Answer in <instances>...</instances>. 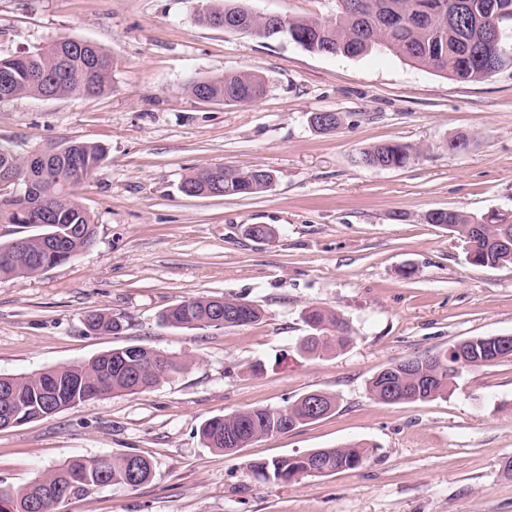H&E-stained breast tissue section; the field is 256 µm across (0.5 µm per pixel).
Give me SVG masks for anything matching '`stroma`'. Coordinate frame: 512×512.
<instances>
[{"label":"stroma","mask_w":512,"mask_h":512,"mask_svg":"<svg viewBox=\"0 0 512 512\" xmlns=\"http://www.w3.org/2000/svg\"><path fill=\"white\" fill-rule=\"evenodd\" d=\"M259 13L326 18L336 0H247ZM197 0H0V57L58 37L97 43L117 61L95 97L0 102V141L21 156L71 139L106 162L81 203L96 239L28 279L0 280V374L30 375L145 345L186 359L139 394L113 393L0 429V485L22 488L69 458L140 454L154 475L137 489L97 488L59 512H512V360L465 370L444 398L384 405L369 379L391 362L474 336L512 335V264L472 263L465 242L429 224L431 210L512 215V71L461 83L376 48L316 55L197 22ZM248 69L266 93L240 105L196 99L191 83ZM337 112L340 129L309 118ZM466 135L452 153L449 138ZM398 141L420 156L366 169L359 151ZM271 171L265 192L189 198L202 166ZM252 224L275 229L257 240ZM243 297L261 321L177 329L160 314L188 297ZM340 313L343 350L305 358L303 311ZM99 309L121 334L92 332ZM335 395L313 423L227 454L205 447L204 421ZM363 443L362 467L286 485L251 462Z\"/></svg>","instance_id":"obj_1"}]
</instances>
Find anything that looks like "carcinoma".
<instances>
[{"label":"carcinoma","mask_w":512,"mask_h":512,"mask_svg":"<svg viewBox=\"0 0 512 512\" xmlns=\"http://www.w3.org/2000/svg\"><path fill=\"white\" fill-rule=\"evenodd\" d=\"M355 0H337L336 15L330 18L283 17L273 22L255 14L242 0H202L197 21L215 27L213 19L222 16L246 22L245 33L256 40L287 38L306 51L318 55L355 57L375 47L385 48L410 62L464 82H482L500 71L512 69V0H361L364 8L355 10ZM498 24L502 40L492 45L480 36L482 27ZM115 62L112 55L97 44L61 36L51 44L37 47L23 55L0 59V85L9 82L15 97L55 98L69 95L92 96L109 90ZM201 101H220L228 94L244 104H251L266 92L265 80L250 70H240L210 77L204 83L188 87ZM64 156H55L47 164L30 161L0 144V169L9 166L19 177V189L35 184L40 196L38 218L31 219L19 209V202L7 199L8 188L0 187V224H41L43 230L8 243H0V279L32 278L45 270L67 262L64 255L89 249L95 242L96 227L88 209L77 200V189L89 182L106 161L107 149L78 139L55 146ZM420 155L410 144L391 142L374 145L360 152L364 168H401ZM231 178L223 181L224 196L242 197L267 190L259 175L262 170L248 166H228ZM182 184L188 197L214 191L211 168L187 175ZM428 224H445L468 247L469 259L483 266L512 264V222L495 217L475 228L476 218L462 210L452 213L435 209L425 215ZM236 311L240 320L228 325H248L263 317V310L242 297L226 298L219 305L212 298L183 299L164 310V324L180 329L207 326L223 318L222 312ZM304 320L310 334L303 337L300 350L308 359L345 348L351 341V326L336 311L311 306ZM88 327L93 332L118 334L123 325L118 319L94 311ZM491 345L487 336L461 341L435 355L415 358L417 370L390 363L374 375L368 391L374 398L384 397L387 383L402 391L404 402H416L448 395L460 370L456 353L462 352L465 367L477 368L495 362L486 353ZM186 368L183 359L160 353L143 345H129L106 351L78 364L60 366L27 376L5 375L0 387L8 384L13 392L0 393V422L13 414L24 422L41 417L45 409L59 412L112 392L137 394L172 378ZM306 399L288 405L284 425L278 408H249L205 421L200 438L208 448L231 453L251 441L284 433L305 424ZM368 457L365 446L354 443L340 448H317L294 456L259 460L250 469L264 482L290 483L294 476L307 477L328 471L335 474L356 470ZM136 477H130L131 469ZM153 476L150 461L137 454L107 456L103 465L92 468L88 458L76 457L41 475L30 485L12 489L0 487V506L9 512H56L57 492L69 488L71 494L88 492L101 486L129 487L146 484Z\"/></svg>","instance_id":"carcinoma-1"}]
</instances>
